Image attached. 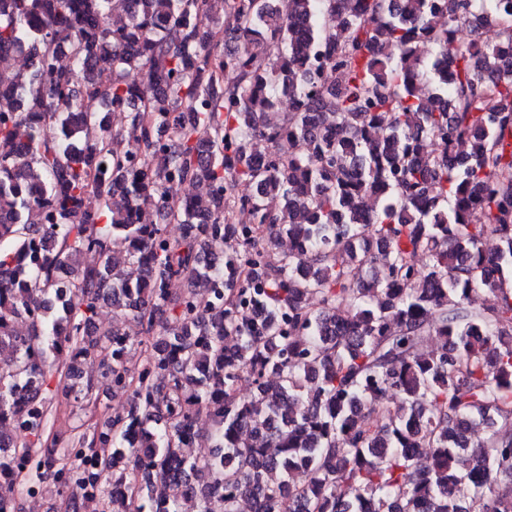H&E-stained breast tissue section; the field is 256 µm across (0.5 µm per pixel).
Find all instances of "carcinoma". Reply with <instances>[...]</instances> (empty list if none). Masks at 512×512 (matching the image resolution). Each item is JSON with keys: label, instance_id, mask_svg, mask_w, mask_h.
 <instances>
[{"label": "carcinoma", "instance_id": "1", "mask_svg": "<svg viewBox=\"0 0 512 512\" xmlns=\"http://www.w3.org/2000/svg\"><path fill=\"white\" fill-rule=\"evenodd\" d=\"M477 14L492 47L456 38ZM506 48L502 0H0V54L29 60L0 85V512L21 477L68 512L94 489L102 512H180L184 489L200 512H512ZM173 177L208 190L172 200ZM91 354L127 411L45 437V367L83 407Z\"/></svg>", "mask_w": 512, "mask_h": 512}]
</instances>
